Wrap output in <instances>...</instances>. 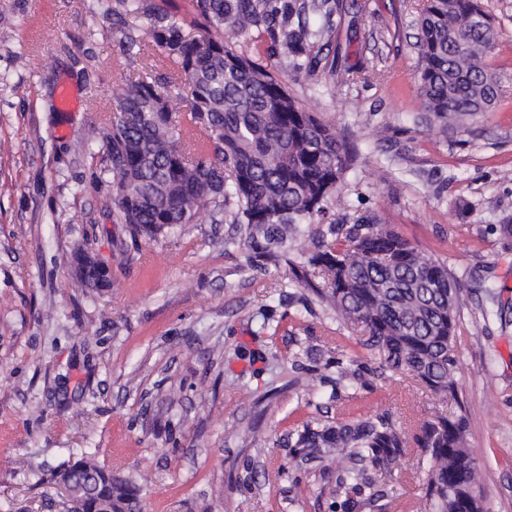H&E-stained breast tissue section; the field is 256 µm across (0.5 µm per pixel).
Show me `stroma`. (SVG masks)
I'll return each mask as SVG.
<instances>
[{"instance_id": "obj_1", "label": "stroma", "mask_w": 512, "mask_h": 512, "mask_svg": "<svg viewBox=\"0 0 512 512\" xmlns=\"http://www.w3.org/2000/svg\"><path fill=\"white\" fill-rule=\"evenodd\" d=\"M309 67L288 90L332 125L351 163L326 223L376 214L443 259L465 297L456 329L457 399L396 375L359 391L350 415L388 413L406 436L465 414L486 512H512V0H482L500 39L495 107L441 129L418 93L417 0H338ZM351 68V84L337 74ZM138 62L120 51L95 0H0V458L48 469L95 454L140 489L142 512H329L321 466L278 441L316 406L290 386L292 354L346 346L360 329L320 304L304 310L289 267L252 275L209 219L157 240L114 223L101 142L89 123L117 106ZM71 89L75 105L61 108ZM108 265L92 289L66 259ZM277 334L263 331L266 315ZM388 512H415L418 454L382 475ZM25 470L0 467V512H68ZM83 248L77 249L67 260V264H70L71 275L85 286L89 288H105L110 282V269L102 261L97 259L92 253L88 251H78ZM74 255V256H73ZM73 257V258H72ZM91 265H94L99 273V277L90 282L87 277L88 269Z\"/></svg>"}]
</instances>
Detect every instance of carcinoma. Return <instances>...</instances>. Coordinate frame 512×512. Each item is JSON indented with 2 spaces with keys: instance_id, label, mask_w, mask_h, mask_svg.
I'll return each instance as SVG.
<instances>
[{
  "instance_id": "1",
  "label": "carcinoma",
  "mask_w": 512,
  "mask_h": 512,
  "mask_svg": "<svg viewBox=\"0 0 512 512\" xmlns=\"http://www.w3.org/2000/svg\"><path fill=\"white\" fill-rule=\"evenodd\" d=\"M326 0H190L191 21L178 23L154 0H116L112 17L121 52L139 58L112 121L91 125L102 137L104 171L112 174L116 223L155 238L188 224L201 212L212 223L231 216L244 236L224 237V253L248 250L249 269L291 267L297 287L312 292L343 327H359V345L373 365H360L338 345L327 349L321 379L327 403L343 405L342 391H371L388 374L405 376L439 397L457 398L455 330L462 284L445 261L381 223L377 215L352 224L316 223L326 214L349 169V154L336 130L308 112L289 92L277 65L236 48L232 38L271 40L270 55L294 70L316 40L329 33ZM147 19L138 28L127 20ZM416 50L419 90L426 111L448 128V118L484 112L498 101L499 79L488 50L499 33L479 0H426L419 12ZM175 74L154 76L156 63ZM203 137L181 142V117ZM309 239L313 249L297 243ZM291 385L316 380L293 354ZM465 415L437 417L418 426L413 441L384 412L345 418L314 416L282 439L306 460L326 462L323 493L331 512H386L378 476L406 456L410 444L428 461L421 512H483L479 478L468 450ZM98 478L97 502L116 512H139V488L112 475L94 456L51 472Z\"/></svg>"
}]
</instances>
